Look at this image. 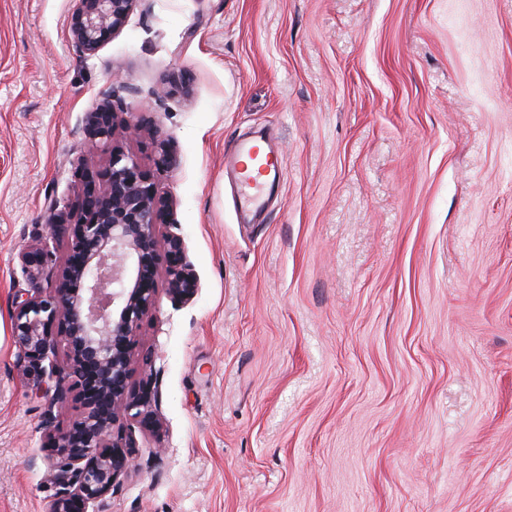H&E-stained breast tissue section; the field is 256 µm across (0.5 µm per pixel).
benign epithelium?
<instances>
[{"label": "benign epithelium", "mask_w": 512, "mask_h": 512, "mask_svg": "<svg viewBox=\"0 0 512 512\" xmlns=\"http://www.w3.org/2000/svg\"><path fill=\"white\" fill-rule=\"evenodd\" d=\"M139 0H80L71 19L76 47L95 53L119 32ZM90 147L109 149L102 174L80 173L82 194L70 205H53L47 221L50 239L64 240L67 262L52 288L18 291L13 300L11 332L19 363L45 379L51 401L73 396L80 417L68 428L52 429L53 453L47 472L57 487L49 512H105L108 499L135 468L133 432H113L121 419L156 424L151 411L152 373L142 391L129 389L138 360L136 337L144 314L157 299L156 227L171 214L173 201L161 193L138 159L113 145L116 131L139 137L140 120H118L108 100L88 116ZM154 165L171 172L176 156L170 143L156 140ZM169 258L166 291L175 301H190L197 290L191 266L183 262L182 239H166ZM49 243L19 253L31 279L53 265ZM66 364L54 360L59 343Z\"/></svg>", "instance_id": "7a95c632"}]
</instances>
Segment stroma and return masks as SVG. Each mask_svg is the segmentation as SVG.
Wrapping results in <instances>:
<instances>
[{
    "instance_id": "stroma-1",
    "label": "stroma",
    "mask_w": 512,
    "mask_h": 512,
    "mask_svg": "<svg viewBox=\"0 0 512 512\" xmlns=\"http://www.w3.org/2000/svg\"><path fill=\"white\" fill-rule=\"evenodd\" d=\"M77 7L0 0V512H48L45 412L80 413L11 316L110 99L176 148L116 138L197 292L143 318L161 429L108 512H512V0H139L91 55ZM258 135L283 170L250 221L224 156ZM54 249V247L52 248ZM50 249L49 243L45 242L36 247L22 250L18 257L23 272L27 273L32 280L42 276L44 271L51 266L53 268L54 251Z\"/></svg>"
}]
</instances>
